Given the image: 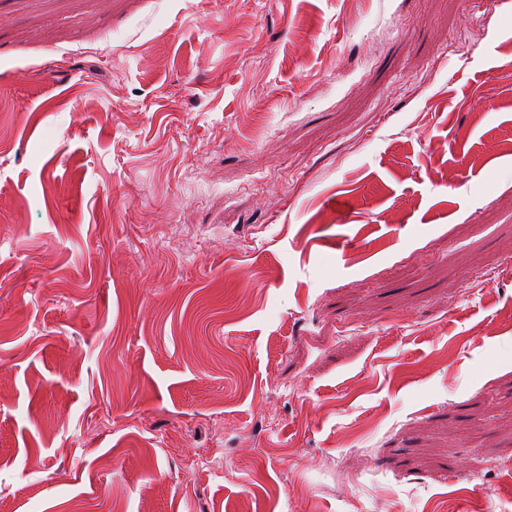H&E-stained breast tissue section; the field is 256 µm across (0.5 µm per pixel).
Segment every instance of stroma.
<instances>
[{"label": "stroma", "mask_w": 512, "mask_h": 512, "mask_svg": "<svg viewBox=\"0 0 512 512\" xmlns=\"http://www.w3.org/2000/svg\"><path fill=\"white\" fill-rule=\"evenodd\" d=\"M0 512H512V0H0Z\"/></svg>", "instance_id": "stroma-1"}]
</instances>
